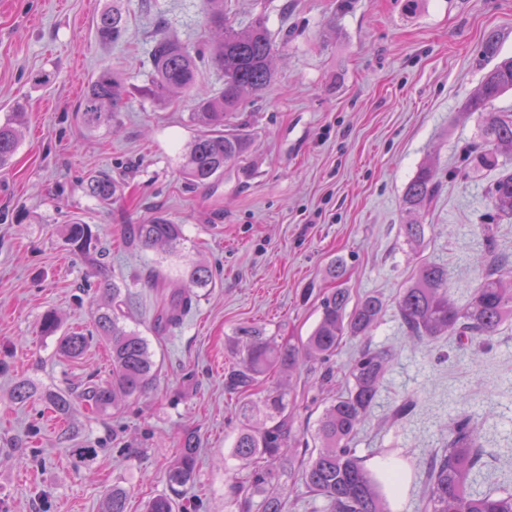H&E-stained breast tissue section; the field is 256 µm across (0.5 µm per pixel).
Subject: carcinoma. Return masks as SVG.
I'll use <instances>...</instances> for the list:
<instances>
[{"label":"carcinoma","mask_w":512,"mask_h":512,"mask_svg":"<svg viewBox=\"0 0 512 512\" xmlns=\"http://www.w3.org/2000/svg\"><path fill=\"white\" fill-rule=\"evenodd\" d=\"M207 25L216 37L189 47L163 35L151 49L152 72L147 87L160 103L187 98L192 103L191 118L200 133L191 143L182 173L193 185H212L224 175V168L247 155L249 134L227 124L228 116L241 111L245 98L258 96L275 76L273 59L286 47L278 43L258 15L245 26L237 25L224 10V0H206ZM125 19L112 5L95 20V35L102 44H115L123 34ZM208 62L224 75V86L210 92L201 85V66ZM512 90V58L497 62L484 75L468 109L485 113L481 140L485 147L466 151L458 170L473 165L498 167L499 158L512 156V113L489 112L487 106ZM123 80L110 70H101L90 80L77 108V117L88 130H96L112 119V113L125 99ZM27 116L12 113L0 124V169L6 168L17 151ZM84 193L108 206L121 194V184L112 172L100 169L82 181ZM444 189L439 170L426 164L408 184L403 210L412 216L406 222L408 242H420L424 233L422 218ZM489 198L493 214H512V172H504L491 186ZM130 242L145 248L163 246L175 249L183 239L182 225L166 214L156 213L145 224L129 227ZM65 240L86 257L102 253L99 241L88 224L78 221L65 227ZM187 284L172 288L170 276L152 269L148 280L157 293L153 330L164 334L181 325L197 302L196 289L205 288L213 278L211 266L196 261L185 271ZM99 300L93 329L70 332L58 338L60 353L70 359L82 356L99 338L109 342L112 373L107 381L90 379L63 392L46 396L45 401L62 417L82 406L97 417H106L123 403L135 401L156 385L157 372L148 340L127 329L122 317L121 287L102 277L94 284ZM382 300L366 294L351 301L347 288H331L320 301V319L302 350L268 336L264 329L243 325L236 331L243 358L238 368L224 378L232 391L248 392L275 367L296 368L301 361H315L330 372L336 351L349 336L364 348L348 365L349 384L344 392L326 402L316 420L314 451L299 450L300 429L288 414L292 401L286 387L267 391L260 412L263 419L240 429L232 456L251 464L245 477L232 486L238 512H283L288 501V477L306 492L326 501L327 512H388L387 491L397 487L400 474L379 473L356 456L351 442L375 402L390 362V354L371 346L369 333L382 310ZM402 323L411 336L423 341L446 333L470 340H489L507 318H512V269L509 261L493 254L488 259L482 281L466 304L460 306L448 297V268L436 263L421 264L412 281L397 297ZM41 332L55 335L60 319L53 311L40 320ZM36 393L28 379L16 382L12 398L25 404ZM484 449L480 448L477 425L466 420L448 436L447 446L439 449L430 462L423 512H512V492L474 494L470 482ZM199 448L195 436L181 437L178 454L165 474L173 493L190 484L198 466ZM128 491L115 484L106 499V512H127ZM176 501L168 494H157L144 506L145 512H175Z\"/></svg>","instance_id":"carcinoma-1"}]
</instances>
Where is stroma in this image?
I'll use <instances>...</instances> for the list:
<instances>
[{"label": "stroma", "instance_id": "1", "mask_svg": "<svg viewBox=\"0 0 512 512\" xmlns=\"http://www.w3.org/2000/svg\"><path fill=\"white\" fill-rule=\"evenodd\" d=\"M111 2L0 0V122L19 107L27 114L12 163L0 170V512H102L116 484L130 491L128 512H143L149 497L166 492L164 472L187 432L199 440L200 460L183 498H200L206 512H236L227 488L243 472L230 450L249 400L224 389L239 361L236 330L257 324L295 344L309 336L337 258V283L384 303L372 345L392 360L354 446L370 468L400 473L390 512H420L424 470L453 415L478 420L487 450L472 490H512V320L463 351L451 336L416 341L396 307L421 263L447 267L448 295L462 305L484 258L512 261V216L497 217L492 240L475 231L498 170L449 175L461 150L480 141L482 117L466 105L491 67L482 40L497 34L500 58L512 57V0H228L237 24L264 14L287 48L275 80L230 118L252 137L247 158L209 187L182 175L198 133L190 102L162 105L144 92L160 36L189 46L206 39L205 0H119L126 29L105 46L93 21ZM104 69L123 77L126 98L108 125L89 132L76 109ZM428 161L447 180L412 245L402 199ZM103 168L124 184L108 208L80 186ZM157 211L183 226L177 254L124 238L128 225ZM73 218L108 248L102 265L66 245L62 229ZM199 259L213 268L211 284L179 328L156 337L149 268ZM103 272L129 297L125 324L148 339L159 380L114 420L78 409L49 426L44 393L92 374L108 379L111 360L101 341L81 358H62L40 319L52 310L63 330L91 328L89 285ZM359 349L342 343L328 382L316 363L278 373L299 423L315 422L344 389ZM21 378L38 389L23 405L11 396ZM86 441L103 450L80 465L69 450Z\"/></svg>", "mask_w": 512, "mask_h": 512}]
</instances>
